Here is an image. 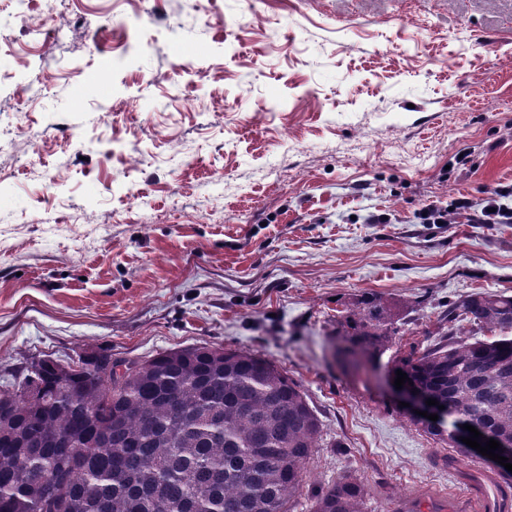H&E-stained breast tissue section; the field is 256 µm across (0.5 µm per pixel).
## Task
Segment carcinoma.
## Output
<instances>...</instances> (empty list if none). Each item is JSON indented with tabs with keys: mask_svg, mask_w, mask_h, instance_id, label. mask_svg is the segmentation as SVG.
Returning a JSON list of instances; mask_svg holds the SVG:
<instances>
[{
	"mask_svg": "<svg viewBox=\"0 0 512 512\" xmlns=\"http://www.w3.org/2000/svg\"><path fill=\"white\" fill-rule=\"evenodd\" d=\"M395 308L367 297L342 324L338 354L372 357L399 334ZM493 333L478 339L476 335ZM393 369L512 449V295L448 301L438 325ZM321 425L300 385L271 360L211 346L167 350L122 376L90 362L0 376V512H291ZM64 435L61 443L57 437ZM345 473L312 512H366Z\"/></svg>",
	"mask_w": 512,
	"mask_h": 512,
	"instance_id": "obj_1",
	"label": "carcinoma"
}]
</instances>
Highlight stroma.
I'll list each match as a JSON object with an SVG mask.
<instances>
[{
  "label": "stroma",
  "instance_id": "35a3bbf8",
  "mask_svg": "<svg viewBox=\"0 0 512 512\" xmlns=\"http://www.w3.org/2000/svg\"><path fill=\"white\" fill-rule=\"evenodd\" d=\"M21 10L0 31V368L258 354L321 423L294 512L344 473L368 512H472L391 369L438 302L512 294V224L420 219L512 185V0H0ZM53 24L67 39L42 43ZM371 295L400 332L340 366Z\"/></svg>",
  "mask_w": 512,
  "mask_h": 512
}]
</instances>
